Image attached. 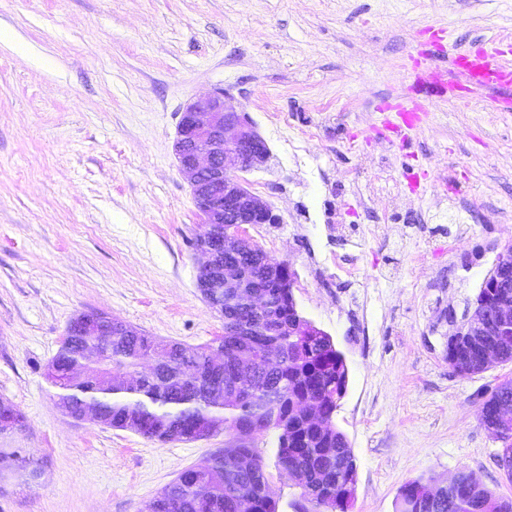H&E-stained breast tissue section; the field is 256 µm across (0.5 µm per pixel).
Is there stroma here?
Instances as JSON below:
<instances>
[{"label":"stroma","mask_w":512,"mask_h":512,"mask_svg":"<svg viewBox=\"0 0 512 512\" xmlns=\"http://www.w3.org/2000/svg\"><path fill=\"white\" fill-rule=\"evenodd\" d=\"M494 35L512 38V0H0V401L25 417L0 448L43 471L0 480V512H150L223 447L75 420L45 378L83 312L188 348L223 335L173 149L183 108L218 88L269 150L239 177L279 221L247 234L290 262L299 311L349 368V512L459 472L512 498L480 398L512 363L461 378L446 358L512 247V112L456 70L414 91L430 47ZM415 104L403 150L385 109Z\"/></svg>","instance_id":"stroma-1"}]
</instances>
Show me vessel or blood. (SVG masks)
Wrapping results in <instances>:
<instances>
[{"instance_id":"vessel-or-blood-1","label":"vessel or blood","mask_w":512,"mask_h":512,"mask_svg":"<svg viewBox=\"0 0 512 512\" xmlns=\"http://www.w3.org/2000/svg\"><path fill=\"white\" fill-rule=\"evenodd\" d=\"M451 66L462 69L473 85L492 90V107L497 112H512V61L501 48L500 40L486 43L475 51H462L449 57ZM398 123L391 129L401 146H409L410 133L419 121L416 110L402 109L398 112Z\"/></svg>"}]
</instances>
